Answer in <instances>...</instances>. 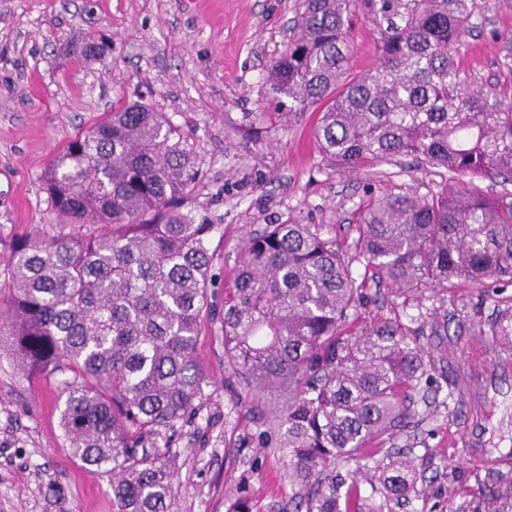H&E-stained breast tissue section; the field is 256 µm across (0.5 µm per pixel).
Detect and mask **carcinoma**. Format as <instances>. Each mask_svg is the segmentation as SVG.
Masks as SVG:
<instances>
[{"label":"carcinoma","mask_w":512,"mask_h":512,"mask_svg":"<svg viewBox=\"0 0 512 512\" xmlns=\"http://www.w3.org/2000/svg\"><path fill=\"white\" fill-rule=\"evenodd\" d=\"M378 27L377 60L355 73L351 18ZM477 0H302L267 76L288 114L321 110L322 153L347 170L412 156L449 178L512 181V85L473 88L455 47ZM203 177L195 148L165 112L114 109L75 137L44 174L59 220L102 224L84 239L28 240L12 256L8 308L20 369L60 381L72 457L112 479L115 512H175V468L144 448L160 427L196 412L207 376L196 346L210 311L219 225L189 205ZM329 224H268L247 238L224 289V355L243 389L288 387L261 445L284 448L295 512L349 509L343 462L378 496L370 512L414 489L403 454L361 453L411 419L405 404L427 373L417 331L380 321L343 332L364 298L354 264L403 292L512 278V201L476 185L431 196L383 195L364 207L354 255ZM512 344V314L491 327Z\"/></svg>","instance_id":"1"}]
</instances>
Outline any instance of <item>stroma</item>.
Returning <instances> with one entry per match:
<instances>
[{"label":"stroma","instance_id":"stroma-1","mask_svg":"<svg viewBox=\"0 0 512 512\" xmlns=\"http://www.w3.org/2000/svg\"><path fill=\"white\" fill-rule=\"evenodd\" d=\"M478 3L456 62L469 83L511 84L512 0ZM301 10V0H0V310L13 294L19 242L99 232L60 223L43 174L70 139L127 103L168 113L202 160L192 204L220 226L211 243L216 312L251 231L330 224L350 254L370 198L440 191L439 174L410 156L342 170L319 149L317 113L291 118L277 103L267 74ZM378 37L356 12L355 71L374 65ZM103 40L111 51L92 61L65 51ZM366 280L349 332L400 321L417 329L434 364L412 422L388 442L421 474L398 512H512V348L489 335L512 308V279L421 294L371 271ZM196 354L209 378L197 414L150 439L177 456V512H228L241 495L251 512H292L284 452L257 445L287 389L235 386L219 319L206 320ZM60 397L56 376L19 373L10 343L0 344V512H113L109 476L70 454Z\"/></svg>","mask_w":512,"mask_h":512}]
</instances>
